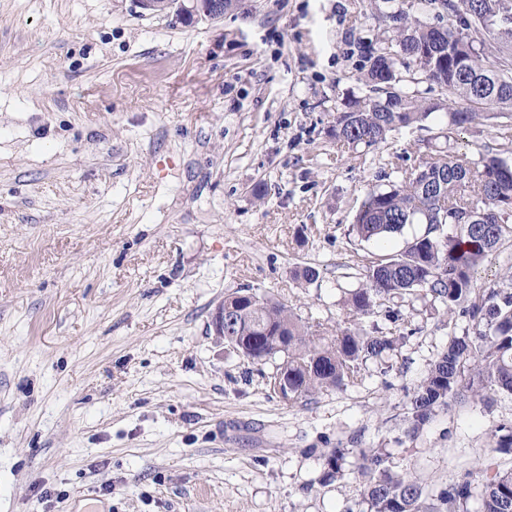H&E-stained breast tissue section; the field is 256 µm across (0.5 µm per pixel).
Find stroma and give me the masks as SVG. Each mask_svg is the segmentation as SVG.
<instances>
[{"instance_id":"35a3bbf8","label":"stroma","mask_w":512,"mask_h":512,"mask_svg":"<svg viewBox=\"0 0 512 512\" xmlns=\"http://www.w3.org/2000/svg\"><path fill=\"white\" fill-rule=\"evenodd\" d=\"M385 0H240L192 25L135 0H0V512H367L324 455L384 448L432 493L476 470L512 395L439 410L404 395L448 344L415 326L382 371L286 405L212 317L241 288L333 329L370 254L354 214L434 114L352 151L325 130L358 92ZM488 116L464 149L503 151ZM313 266L319 280L296 270Z\"/></svg>"}]
</instances>
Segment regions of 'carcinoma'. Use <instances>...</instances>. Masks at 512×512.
<instances>
[{"instance_id":"1","label":"carcinoma","mask_w":512,"mask_h":512,"mask_svg":"<svg viewBox=\"0 0 512 512\" xmlns=\"http://www.w3.org/2000/svg\"><path fill=\"white\" fill-rule=\"evenodd\" d=\"M387 2V36L368 45L367 94L343 103L326 130L329 138L353 149L371 148L445 110L449 119L436 138L450 146L487 110L512 118V0H414L416 11L431 15L428 22L395 0ZM479 33L485 50L467 69H454L450 52ZM401 68L420 72L428 87L402 85ZM436 88L442 97L430 96ZM395 172L398 180L367 192L353 230L366 242L400 234L408 224L426 230L398 253L365 264L363 283L351 291L334 334L325 336L287 306L241 289L224 297V341L257 364L280 358L269 381L293 406L318 391L348 386L360 365L385 361L406 339L375 323L367 327L362 319L383 309L396 322L406 296L423 301L448 317L451 340L405 394L411 438L441 407L512 395V273L478 284L488 259L512 236V219L504 218V206L512 204V166L497 153L475 159L455 149ZM447 225L454 234L439 232ZM458 314L468 318L460 335ZM489 447L475 479L467 476L436 495L395 470L381 448L359 449L354 471L373 512H512V465L500 461V455L512 454L511 423L493 431ZM344 462L343 450L331 449L324 481L343 476Z\"/></svg>"}]
</instances>
